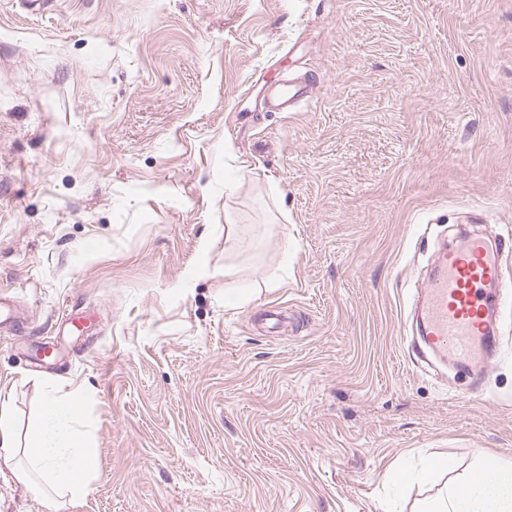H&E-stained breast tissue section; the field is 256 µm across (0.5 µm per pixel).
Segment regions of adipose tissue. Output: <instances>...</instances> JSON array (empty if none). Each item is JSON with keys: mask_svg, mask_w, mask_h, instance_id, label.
Returning <instances> with one entry per match:
<instances>
[{"mask_svg": "<svg viewBox=\"0 0 512 512\" xmlns=\"http://www.w3.org/2000/svg\"><path fill=\"white\" fill-rule=\"evenodd\" d=\"M88 394L43 384L41 405L18 431L11 394L0 391V465L46 498L85 497L99 470V451L83 428ZM424 512H512V464L495 456L426 502Z\"/></svg>", "mask_w": 512, "mask_h": 512, "instance_id": "adipose-tissue-1", "label": "adipose tissue"}]
</instances>
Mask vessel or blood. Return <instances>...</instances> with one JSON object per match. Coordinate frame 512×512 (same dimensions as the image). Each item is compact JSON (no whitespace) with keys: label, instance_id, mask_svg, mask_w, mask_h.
Segmentation results:
<instances>
[{"label":"vessel or blood","instance_id":"b4317fda","mask_svg":"<svg viewBox=\"0 0 512 512\" xmlns=\"http://www.w3.org/2000/svg\"><path fill=\"white\" fill-rule=\"evenodd\" d=\"M309 88L280 85L269 100L272 111L288 112L309 102ZM503 244L468 234L432 256L434 274L425 292L420 337L433 352L451 356L464 371L482 368L501 347L496 317L512 304V275Z\"/></svg>","mask_w":512,"mask_h":512}]
</instances>
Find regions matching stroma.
Here are the masks:
<instances>
[{"instance_id":"1","label":"stroma","mask_w":512,"mask_h":512,"mask_svg":"<svg viewBox=\"0 0 512 512\" xmlns=\"http://www.w3.org/2000/svg\"><path fill=\"white\" fill-rule=\"evenodd\" d=\"M52 2L0 0V386L84 387L100 467L0 512H419L395 467L512 463V308L476 384L409 318L472 214L512 244V0ZM311 91L308 87L294 84H281L269 100L274 112H288L309 102Z\"/></svg>"}]
</instances>
